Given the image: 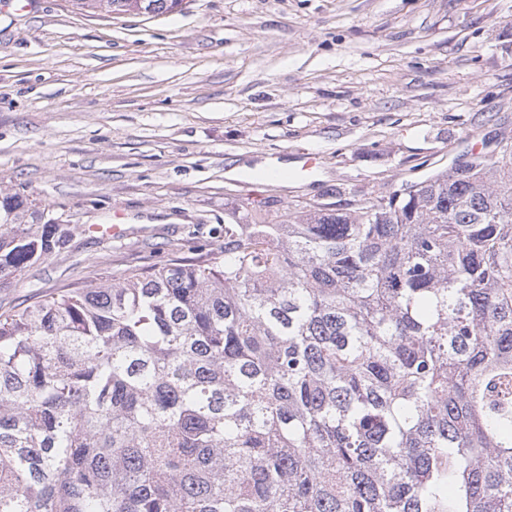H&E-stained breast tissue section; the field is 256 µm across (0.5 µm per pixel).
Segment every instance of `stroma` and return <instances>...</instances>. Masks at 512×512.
<instances>
[{"instance_id":"stroma-1","label":"stroma","mask_w":512,"mask_h":512,"mask_svg":"<svg viewBox=\"0 0 512 512\" xmlns=\"http://www.w3.org/2000/svg\"><path fill=\"white\" fill-rule=\"evenodd\" d=\"M508 138L512 0H189L156 17L0 0V190L67 234L0 280V313L223 257L225 225L352 209ZM116 210L127 237L89 233Z\"/></svg>"}]
</instances>
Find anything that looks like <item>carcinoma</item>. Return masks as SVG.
<instances>
[{
    "label": "carcinoma",
    "instance_id": "1",
    "mask_svg": "<svg viewBox=\"0 0 512 512\" xmlns=\"http://www.w3.org/2000/svg\"><path fill=\"white\" fill-rule=\"evenodd\" d=\"M0 512H512V146L0 315Z\"/></svg>",
    "mask_w": 512,
    "mask_h": 512
}]
</instances>
